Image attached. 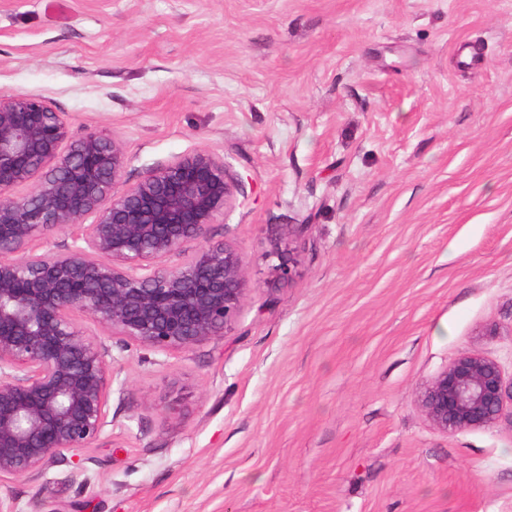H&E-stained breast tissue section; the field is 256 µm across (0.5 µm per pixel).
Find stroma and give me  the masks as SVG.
I'll return each mask as SVG.
<instances>
[{
	"mask_svg": "<svg viewBox=\"0 0 512 512\" xmlns=\"http://www.w3.org/2000/svg\"><path fill=\"white\" fill-rule=\"evenodd\" d=\"M17 95L119 140L130 185L223 157L209 237L250 289L185 350L101 333L107 424L0 479L16 512H512V426L418 402L464 352L512 372V0H0ZM303 228V225L300 224H286L280 228L271 239L272 249L270 251V257L276 258L278 261L277 264L272 265V271L278 281L291 279L295 264L290 249L288 248L287 253L286 249L282 247L283 241L288 238L289 244L290 239L297 236Z\"/></svg>",
	"mask_w": 512,
	"mask_h": 512,
	"instance_id": "obj_1",
	"label": "stroma"
}]
</instances>
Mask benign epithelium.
<instances>
[{
	"label": "benign epithelium",
	"instance_id": "7a95c632",
	"mask_svg": "<svg viewBox=\"0 0 512 512\" xmlns=\"http://www.w3.org/2000/svg\"><path fill=\"white\" fill-rule=\"evenodd\" d=\"M126 164L119 141L73 137L44 99L0 97V479L31 475L100 437L113 375L81 321L167 353L225 335L250 290L235 248L208 238L239 187L224 160L197 150L133 185ZM26 183V194H13ZM303 228L286 224L271 239L279 281L295 264L283 241ZM191 243L199 247L189 253ZM175 254L185 259L166 264ZM418 401L444 431L504 417L512 425V375L462 353Z\"/></svg>",
	"mask_w": 512,
	"mask_h": 512
}]
</instances>
